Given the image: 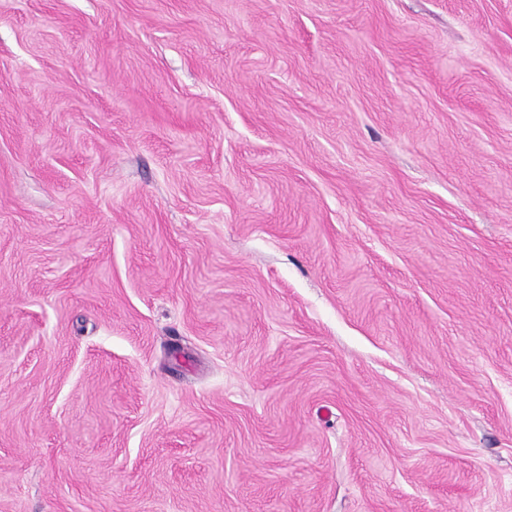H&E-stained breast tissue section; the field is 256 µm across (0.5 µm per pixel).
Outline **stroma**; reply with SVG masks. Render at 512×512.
<instances>
[{
	"mask_svg": "<svg viewBox=\"0 0 512 512\" xmlns=\"http://www.w3.org/2000/svg\"><path fill=\"white\" fill-rule=\"evenodd\" d=\"M0 512H512V0H0Z\"/></svg>",
	"mask_w": 512,
	"mask_h": 512,
	"instance_id": "1",
	"label": "stroma"
}]
</instances>
